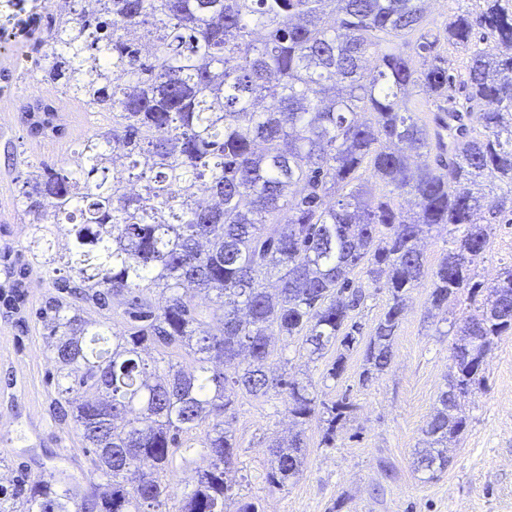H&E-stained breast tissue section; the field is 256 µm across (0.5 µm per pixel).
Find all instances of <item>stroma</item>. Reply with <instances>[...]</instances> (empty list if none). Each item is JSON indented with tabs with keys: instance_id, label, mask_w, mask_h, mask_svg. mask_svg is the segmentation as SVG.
<instances>
[{
	"instance_id": "35a3bbf8",
	"label": "stroma",
	"mask_w": 512,
	"mask_h": 512,
	"mask_svg": "<svg viewBox=\"0 0 512 512\" xmlns=\"http://www.w3.org/2000/svg\"><path fill=\"white\" fill-rule=\"evenodd\" d=\"M40 0H0V225L12 239L22 238L26 217L18 203L21 178L31 167L71 163L81 141L107 123L105 114L66 97L43 83L31 63L35 43L47 33ZM51 99L64 133L53 139L30 137L22 114L34 99ZM512 267V224H493L489 246L475 267V279L492 286ZM366 299L356 312L362 336H370L391 295L382 284L357 273ZM25 330L0 315V485L22 474L50 476L83 493L92 479V462L73 422L59 421L55 363L34 317L47 290L31 274ZM430 278L410 291L393 341V359L382 373L362 379L363 351L346 354L338 380L326 371L336 350L310 358L298 337L275 336L266 366L309 384L318 399L348 398L349 420L325 447L323 425L303 430L304 465L284 490L268 486L269 446L288 436L292 423L283 396L238 394L226 425L238 449L236 492L257 502L259 512H512V334L501 336L484 363V383L464 400L465 430L452 442L447 467L435 475L418 470L415 450L437 405L456 341L449 323L461 319L456 300L448 319L433 317Z\"/></svg>"
}]
</instances>
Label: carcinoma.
Returning a JSON list of instances; mask_svg holds the SVG:
<instances>
[{
	"mask_svg": "<svg viewBox=\"0 0 512 512\" xmlns=\"http://www.w3.org/2000/svg\"><path fill=\"white\" fill-rule=\"evenodd\" d=\"M54 21L39 43L43 80L111 121L80 145L82 164L28 172L20 204L31 233L0 244V308L26 302L33 268L48 295L34 316L48 336L58 393L93 454V481L77 496L28 475L0 505L23 512H157L167 505L173 455L202 450L206 466L175 512H258L233 493L237 455L224 414L238 392L285 395L294 423L325 414L333 439L352 405L317 402L309 385L265 363L269 338L300 336L310 355L359 342L365 294L356 271L385 273L392 304L364 352L362 378L392 359L405 295L425 274L419 242L439 224L464 227L432 271L431 308L477 288L484 213L512 197V0H482L481 24L500 52L473 46L470 11L432 27L423 0H97ZM466 56L453 73L444 46ZM267 97L274 108L260 111ZM368 112L369 121L357 115ZM477 116L484 133L466 119ZM33 137L62 133L54 107L24 112ZM429 162L414 170L410 160ZM368 170L416 200L407 220L387 194L357 183ZM482 179L502 198L473 191ZM336 195L333 205L325 203ZM71 240L66 261L54 251ZM64 267H59V264ZM277 276L276 294L263 281ZM216 305L206 316L180 293ZM165 297L153 301L154 293ZM124 297L123 327L88 319ZM512 332V269L480 317L457 330L453 374L416 449L417 468L448 464L466 427L461 399L483 380L485 356ZM183 350L192 370L150 350ZM233 373H228V369ZM201 431L200 448L182 442ZM269 487L304 462L302 432L271 445Z\"/></svg>",
	"mask_w": 512,
	"mask_h": 512,
	"instance_id": "cac0c4a2",
	"label": "carcinoma"
}]
</instances>
